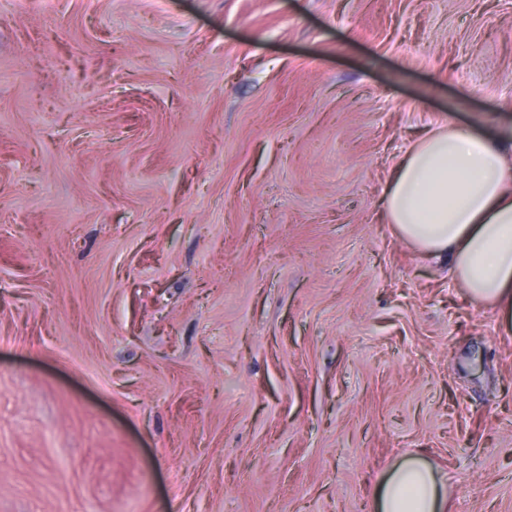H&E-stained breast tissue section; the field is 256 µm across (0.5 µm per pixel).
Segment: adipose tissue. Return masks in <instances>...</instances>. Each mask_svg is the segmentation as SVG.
I'll return each instance as SVG.
<instances>
[{
  "label": "adipose tissue",
  "instance_id": "obj_1",
  "mask_svg": "<svg viewBox=\"0 0 512 512\" xmlns=\"http://www.w3.org/2000/svg\"><path fill=\"white\" fill-rule=\"evenodd\" d=\"M384 218L426 258L452 261L451 274L475 303L512 328V138L441 127L412 145L383 199ZM376 512H445L443 481L412 459L397 465Z\"/></svg>",
  "mask_w": 512,
  "mask_h": 512
}]
</instances>
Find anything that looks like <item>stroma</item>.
Segmentation results:
<instances>
[{"mask_svg": "<svg viewBox=\"0 0 512 512\" xmlns=\"http://www.w3.org/2000/svg\"><path fill=\"white\" fill-rule=\"evenodd\" d=\"M512 133V0H0V512H512V331L383 219ZM443 481L427 465L412 459L397 465L378 493L377 512H444Z\"/></svg>", "mask_w": 512, "mask_h": 512, "instance_id": "35a3bbf8", "label": "stroma"}]
</instances>
